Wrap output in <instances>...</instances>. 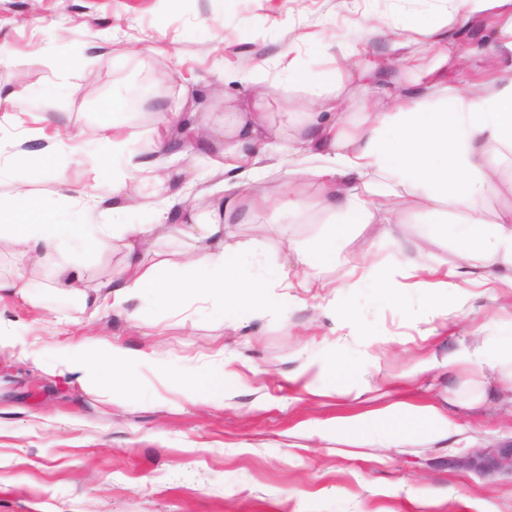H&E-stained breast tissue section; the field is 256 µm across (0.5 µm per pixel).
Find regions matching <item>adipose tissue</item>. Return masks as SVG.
<instances>
[{"label":"adipose tissue","mask_w":512,"mask_h":512,"mask_svg":"<svg viewBox=\"0 0 512 512\" xmlns=\"http://www.w3.org/2000/svg\"><path fill=\"white\" fill-rule=\"evenodd\" d=\"M450 2L452 12L431 25L388 32V57L382 61L357 59L339 37L324 41L323 53L338 68L354 74L371 95L350 107L332 87L311 84L300 72H292L294 84L316 99V109L306 113L302 127L275 128L268 123L264 69L259 64L232 74V81L250 89L252 99L248 111L239 113L224 132L190 124L186 113H171V128L190 126L204 139L222 138L224 146L221 194L209 195L204 205L187 206L184 222L170 223L160 211L153 223H127V216L140 210L141 198L160 196L172 182L187 176L183 170L159 174L150 162L113 175L108 224L85 223L98 202L68 179L58 184L57 196L64 204L60 210L17 186L9 199H0V244H7L14 257L13 274L0 277V294L39 305L30 292L29 273L50 265L57 293L82 308L105 313L127 309L150 289L168 290L176 302L195 298L191 274L198 271L237 313L253 314L267 307L263 287L245 277L259 242L253 238L230 250L225 241L233 237L236 225L248 223L258 211L276 206L300 212L305 206L300 187L306 179L317 183L324 210L351 224L374 226L383 237H394L400 222L392 199L430 211L454 204L459 211L455 222L434 225L414 242L412 256L399 261L397 276H425L422 254L432 244L451 241L458 246L453 275L477 273L512 285V205L490 224L478 207L486 196L512 194V177L504 169V158L512 153V0ZM465 38L471 41L470 57L480 64L479 79L443 65L404 82L389 79V65L401 62L411 43L425 42L447 57ZM352 108L362 115L354 124L348 117ZM277 153L308 154L316 160L313 166L289 170L291 189L279 199L259 188L253 178ZM19 212L27 214V222L15 223ZM108 237L118 241L123 264L101 299L89 293L78 266L62 256L71 246L84 252L96 249ZM164 238L187 239L199 249L179 261L146 263L154 241ZM145 358V353L129 352L101 338L61 347L55 366L78 382L116 390L128 382L117 365ZM448 362L477 363L496 380L499 392L512 393V325L498 328L479 346L460 347ZM452 432L450 418L439 408L397 401L374 414L345 418L336 437L360 446L400 448L417 439L436 445Z\"/></svg>","instance_id":"adipose-tissue-1"}]
</instances>
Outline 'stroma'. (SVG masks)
<instances>
[{"instance_id": "35a3bbf8", "label": "stroma", "mask_w": 512, "mask_h": 512, "mask_svg": "<svg viewBox=\"0 0 512 512\" xmlns=\"http://www.w3.org/2000/svg\"><path fill=\"white\" fill-rule=\"evenodd\" d=\"M449 8L448 0H0V55L14 61L0 66V88L21 81L47 92L36 105L22 96L0 106V140L13 152L42 148L13 139L15 125L33 128L34 110L60 113V138L83 135L80 151L63 146L40 162L12 164L0 195L23 183L42 197L63 175L99 199L92 223H111L113 172L141 161L184 164V152H154L168 113L190 112L220 130L245 110L249 92L225 81V68L264 62L276 83L270 122L298 126L313 101L283 87L288 67L343 100L367 95L324 57L319 40L338 34L359 58L379 60L386 31L427 25ZM368 21L379 34H368ZM117 86L125 90L118 101ZM110 123L129 135L118 156L100 139ZM221 159L220 145L195 150L190 178L162 202L170 215L221 188ZM301 192V213L269 209L238 227L242 240L253 225L268 229L250 272L262 287H272L290 243L316 249L333 222L316 183ZM401 220L394 241L346 228L336 253L314 269L316 287L289 289L287 307L261 317H235L211 297L190 303L185 327L168 299L149 292L99 322L53 291L51 269L34 271L41 306L0 299V328L12 338L0 348V512H512V473L486 478L448 467L449 457L512 439V398L498 395L476 411L448 406L449 394L480 377L475 365H449V354L512 321V288L455 277L400 297L356 287L363 268L387 271L399 248L441 218L416 207ZM83 338L152 359L131 367L130 391L82 386L59 375L54 359ZM30 343L40 366L21 356ZM336 359L351 368L345 380L297 375L303 364ZM210 376L223 379L225 398L191 401L189 383ZM397 399L449 409L455 434L439 448L337 442V419Z\"/></svg>"}]
</instances>
